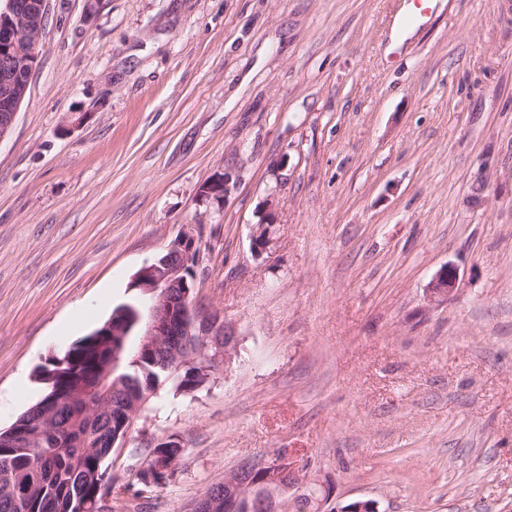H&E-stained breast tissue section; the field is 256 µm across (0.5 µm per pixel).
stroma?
<instances>
[{
  "label": "stroma",
  "instance_id": "1",
  "mask_svg": "<svg viewBox=\"0 0 512 512\" xmlns=\"http://www.w3.org/2000/svg\"><path fill=\"white\" fill-rule=\"evenodd\" d=\"M407 3L48 0L0 141V431L190 233L239 355L150 397L107 461L115 512H194L277 452L331 507L512 512V0H440L400 34ZM170 439L173 478L134 497ZM9 68L6 66L4 71L5 82L9 83V93L6 96V100L2 102V110L4 105V112L0 114V141L7 138L12 131L16 115L23 103L32 80L34 64L30 65V68L25 75V78L15 80V76L10 77ZM7 70V71H6ZM232 178L224 173H214L209 180L205 181L199 188L198 197L202 202H217L214 198H219L220 202L232 193L235 188ZM459 279L458 268L454 265L442 266L429 282L426 293L430 302H448V298L456 290Z\"/></svg>",
  "mask_w": 512,
  "mask_h": 512
}]
</instances>
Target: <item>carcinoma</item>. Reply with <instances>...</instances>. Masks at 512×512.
<instances>
[{
  "instance_id": "1",
  "label": "carcinoma",
  "mask_w": 512,
  "mask_h": 512,
  "mask_svg": "<svg viewBox=\"0 0 512 512\" xmlns=\"http://www.w3.org/2000/svg\"><path fill=\"white\" fill-rule=\"evenodd\" d=\"M114 312L123 322L126 333V354L112 376L122 385L118 398L139 400L147 389L174 372L178 373V392H193L204 385L195 368L174 367L166 371L157 366L153 357L138 355V334L143 316L140 302L122 304ZM110 341L111 337L104 335V329L100 327L80 340L63 360L39 371L46 392L17 419L18 425L36 431L31 416L54 399V426L68 430L70 444L66 448H56L55 435L48 433L40 441L17 445L10 433L0 432V512H19L14 497L3 493L8 486L32 490L25 512H90L89 504L106 485L103 481L107 476L105 461L112 455L109 440L120 423H112L110 409L93 411L81 419L78 414L82 413V408L72 409L63 401L96 382ZM87 426L99 436L92 446L83 448L79 443ZM154 452L168 465L180 459L184 449L179 442L170 439L157 445ZM173 475L172 469L160 472L141 468L133 473L130 486L135 488L134 494L141 495L164 484Z\"/></svg>"
}]
</instances>
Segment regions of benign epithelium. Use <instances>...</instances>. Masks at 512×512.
<instances>
[{
	"label": "benign epithelium",
	"instance_id": "benign-epithelium-1",
	"mask_svg": "<svg viewBox=\"0 0 512 512\" xmlns=\"http://www.w3.org/2000/svg\"><path fill=\"white\" fill-rule=\"evenodd\" d=\"M48 0H5L0 6L13 17V23L0 24V44L9 50L23 39L31 47V54L37 55L45 33L44 21L47 16ZM33 70L25 78L15 80L4 72L9 83V93L0 113V142L12 131L16 115L31 84ZM232 178L224 173H215L199 188L198 197L202 202L214 199L225 200L234 190ZM270 224H260L252 235V246L257 255L266 252L270 244ZM198 251L193 236L185 234L175 240L166 254L156 261L143 266L135 275L132 287L140 290L147 303V319L141 333L140 348L148 355H159L165 363L191 365L198 363L204 372H210L221 363H230L238 356V332L236 325L224 319L218 309L200 307L194 299L195 284L188 283L186 269L197 263ZM459 279L458 268L454 265L441 267L429 282L426 293L429 301H448L455 291ZM100 405L109 408L114 399L116 386L109 384V374L101 376L95 387ZM143 401L124 403L119 411L121 428L127 430L137 417ZM252 472L258 474L252 482L243 479L237 471L224 475V500L210 501L212 512H233L237 499L248 498L258 485H263L272 500L280 501L285 508L284 497L293 488L309 486L300 466L281 453H276L263 462L252 464ZM333 512H379L374 500H357L338 506Z\"/></svg>",
	"mask_w": 512,
	"mask_h": 512
}]
</instances>
